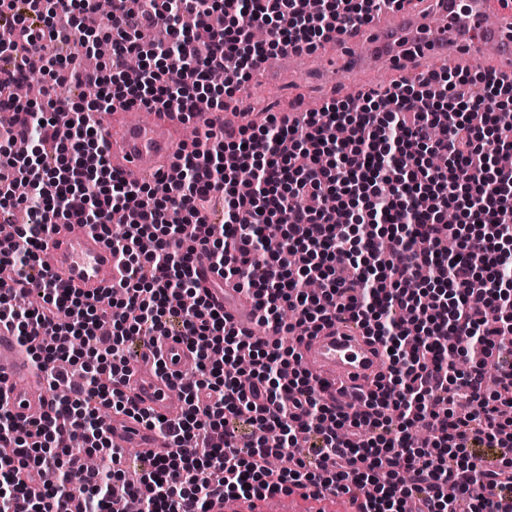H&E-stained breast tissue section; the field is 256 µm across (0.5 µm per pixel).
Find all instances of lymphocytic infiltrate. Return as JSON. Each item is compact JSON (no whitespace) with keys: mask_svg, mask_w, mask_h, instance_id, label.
<instances>
[{"mask_svg":"<svg viewBox=\"0 0 512 512\" xmlns=\"http://www.w3.org/2000/svg\"><path fill=\"white\" fill-rule=\"evenodd\" d=\"M403 0H112L102 28L115 31L108 68L81 66L96 41L81 17L95 0H0L14 33L0 44V104L16 114V137L0 140V209L23 208L13 244L0 252V322L12 325L49 388H66L40 419H17L0 401V512H209L217 493L264 498L313 489L348 496L354 512H512V78L487 69L428 72L381 93L331 99L290 120L232 134L206 131L183 145L172 174L142 183L116 178L100 148L97 104L162 110L190 121L198 102L223 111L268 54L311 51L369 23ZM224 14L223 29L208 25ZM163 25L153 47L141 30ZM260 25L268 36L252 41ZM161 62L137 73L129 57ZM79 91L61 100H11L22 72L55 75ZM224 82L211 84L213 69ZM448 160L437 168L427 161ZM252 177L237 179V167ZM336 194L335 209L323 198ZM224 221H208L213 198ZM123 209L127 230L112 237ZM462 219L447 224L448 210ZM87 224L109 241L125 277L81 294L38 275V252L53 228ZM281 227L267 253L258 227ZM456 259H449V252ZM238 291L257 298L259 324L316 335L346 316L378 345L386 372L358 410L326 401L295 348L237 332L218 315L198 255ZM41 278L33 310L14 305ZM319 291L310 292L309 280ZM193 296L191 307L172 304ZM177 336L198 377L176 378L187 408L162 420L125 394L129 345ZM126 412L167 438L124 481L122 449L97 406ZM70 436L111 467L63 456ZM284 466L266 468L268 455ZM40 477L41 489L27 484ZM498 487L499 502L486 487Z\"/></svg>","mask_w":512,"mask_h":512,"instance_id":"obj_1","label":"lymphocytic infiltrate"}]
</instances>
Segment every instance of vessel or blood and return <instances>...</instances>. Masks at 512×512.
I'll list each match as a JSON object with an SVG mask.
<instances>
[{"instance_id":"obj_1","label":"vessel or blood","mask_w":512,"mask_h":512,"mask_svg":"<svg viewBox=\"0 0 512 512\" xmlns=\"http://www.w3.org/2000/svg\"><path fill=\"white\" fill-rule=\"evenodd\" d=\"M512 59V12L491 14L488 0H428V8L414 11L404 7L386 12L366 25L348 29L336 43V66L363 72L377 71L382 63L409 72L412 52L448 62L449 69L463 68L484 50ZM176 115L160 113L148 123H129L117 137L105 140L113 158L112 167L130 182L140 181L145 172L172 153L176 143ZM39 265L64 285L92 291L118 282L125 274L111 247L86 226H58L39 252ZM216 306L236 329L251 332L258 312L253 301L232 288L213 295ZM296 348L302 364L327 384L326 400L336 397L337 384H360L384 369L374 345L350 320L323 328L304 337ZM193 355L172 336H157L140 347L130 361L128 393L135 403L156 413L175 418L181 405L172 403L168 374L184 371ZM0 391L8 397L10 411L30 420L49 411L40 376L32 370L31 358L12 330L0 324ZM113 442L136 448L143 455L162 452L167 440L142 422L126 414L112 417ZM210 512H264L263 504L227 500L215 496Z\"/></svg>"}]
</instances>
